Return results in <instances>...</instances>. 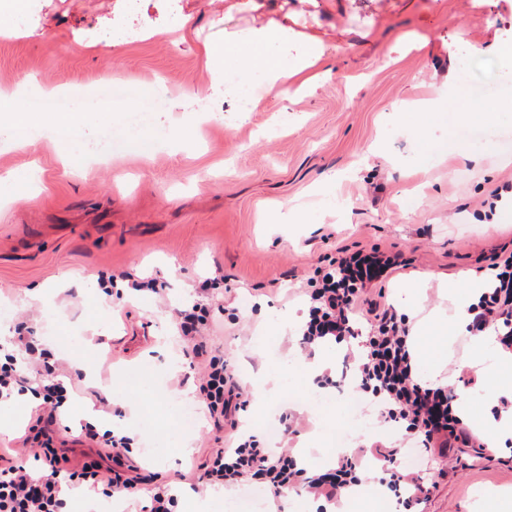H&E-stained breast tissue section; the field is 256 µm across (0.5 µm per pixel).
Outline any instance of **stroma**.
Here are the masks:
<instances>
[{
	"instance_id": "stroma-1",
	"label": "stroma",
	"mask_w": 512,
	"mask_h": 512,
	"mask_svg": "<svg viewBox=\"0 0 512 512\" xmlns=\"http://www.w3.org/2000/svg\"><path fill=\"white\" fill-rule=\"evenodd\" d=\"M225 0H28L19 32L0 35V88L67 96L121 74L126 97L101 96L98 118L76 134L81 165L62 163L49 134L21 148L0 135V178L25 176L17 195H0V335L26 320L47 345L66 336L63 372L75 400L54 427L62 466L112 468L107 451L79 434L92 392L107 399L110 427L134 436L135 497L74 495L85 512H140L177 473L196 471L221 446L206 416L179 429L175 402H194L200 368L172 324L198 302L208 334L248 394L241 428L275 452L331 466L345 424L338 409L313 410L303 370L310 357L288 313L306 305L317 267L341 250L379 249L402 265L377 285L383 303L418 291L422 360L475 403L487 397L494 358L475 364L467 334L447 317L471 297V276L512 251V112L487 121L470 88L455 111L445 103L447 68L499 66L495 47L512 41V0H264L225 14ZM191 25H175L182 16ZM288 26L296 52L323 40L330 70L313 92L284 99L256 87V111L225 104L211 88L205 43L225 31ZM152 25L159 37L144 38ZM165 98L152 126L126 130V98ZM434 103L413 127L403 102ZM112 149L90 154L102 130ZM289 223H280L282 212ZM496 223H486L487 215ZM153 278L161 297L122 292L127 279ZM268 345H261V338ZM276 392L260 394L266 380ZM272 416L276 432L260 425ZM397 470L437 482L407 512H512V451L459 447L455 462L399 454Z\"/></svg>"
}]
</instances>
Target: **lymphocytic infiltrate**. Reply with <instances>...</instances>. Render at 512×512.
<instances>
[{
	"mask_svg": "<svg viewBox=\"0 0 512 512\" xmlns=\"http://www.w3.org/2000/svg\"><path fill=\"white\" fill-rule=\"evenodd\" d=\"M397 264V256L378 251L339 252L331 269L317 279L307 294L308 319L302 327L301 343L309 350L327 342L343 343L356 334V314L371 315L365 352L356 359L357 390L373 397L385 422L413 438L420 455L446 458L458 446L477 447L481 441L460 417L454 389L415 381L405 318L392 307L368 298L373 286ZM490 268L495 272L494 278L478 301L470 304L466 331L472 336L494 331L502 350L511 353L512 255L491 263ZM208 317V309L194 304L179 311L176 326L204 366L198 402L219 429L240 410L242 403L223 357L208 351V338L203 332ZM24 331V324L16 325L14 349L0 359V400L10 398L25 373L39 375L42 405L37 420L51 424L68 399V389L58 379L56 365L50 362L51 351L25 336ZM396 454V449L376 442L370 450L339 456L325 473L312 476L296 457L275 454L251 435L234 447L218 449L203 462L193 489L202 493L212 487L232 488L248 477L277 499L303 487L314 497L335 503L343 494L361 486L358 472L366 456L389 463ZM66 485L106 496L135 492L132 478L119 474L104 478L90 468L69 472L58 467L55 457L48 454L37 470L23 458L0 468V512H64L66 501L61 493Z\"/></svg>",
	"mask_w": 512,
	"mask_h": 512,
	"instance_id": "1",
	"label": "lymphocytic infiltrate"
}]
</instances>
